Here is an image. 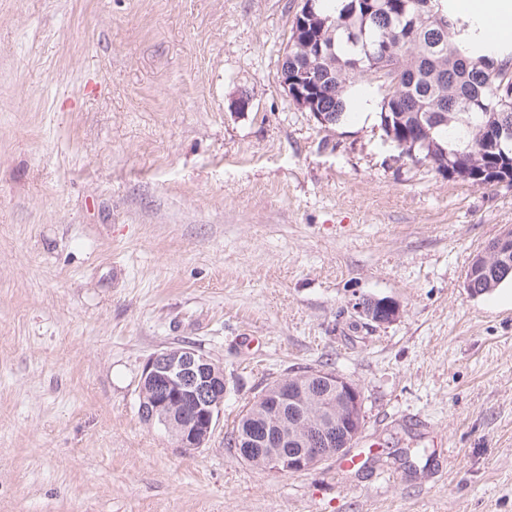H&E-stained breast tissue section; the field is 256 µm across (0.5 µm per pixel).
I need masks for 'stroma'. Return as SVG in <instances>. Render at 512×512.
<instances>
[{"label": "stroma", "instance_id": "stroma-1", "mask_svg": "<svg viewBox=\"0 0 512 512\" xmlns=\"http://www.w3.org/2000/svg\"><path fill=\"white\" fill-rule=\"evenodd\" d=\"M302 5L0 0V512H512V284L466 287L512 187L400 160L368 79L367 118L296 105ZM384 297L391 323L351 308ZM183 345L228 385L196 449L138 412ZM308 369L359 388L358 466L237 457Z\"/></svg>", "mask_w": 512, "mask_h": 512}]
</instances>
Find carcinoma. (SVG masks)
<instances>
[{"label": "carcinoma", "instance_id": "1", "mask_svg": "<svg viewBox=\"0 0 512 512\" xmlns=\"http://www.w3.org/2000/svg\"><path fill=\"white\" fill-rule=\"evenodd\" d=\"M298 42L283 67L304 72L315 109L342 121L353 108L349 87L366 77L384 88L381 128L399 157L427 163L440 175L448 165L476 161L471 183L512 185V139L495 147L487 129L512 130V43H486L478 22L455 0H310ZM399 45L395 53L385 46ZM512 279L493 271L474 279L477 294ZM304 400L319 417L336 415L328 387L311 386ZM265 405L241 413L233 432L249 441Z\"/></svg>", "mask_w": 512, "mask_h": 512}]
</instances>
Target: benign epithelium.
I'll return each instance as SVG.
<instances>
[{"label": "benign epithelium", "mask_w": 512, "mask_h": 512, "mask_svg": "<svg viewBox=\"0 0 512 512\" xmlns=\"http://www.w3.org/2000/svg\"><path fill=\"white\" fill-rule=\"evenodd\" d=\"M281 83L300 107L311 106L299 75L280 73ZM512 253V230L496 237L479 256V269L494 265L497 270L512 268L507 262ZM354 310L362 317L379 324L391 323L399 315V305L389 298L362 299L354 303ZM310 380L327 382L336 394V417L313 419L303 417L297 433L307 447L300 452L285 455L281 448L290 440L283 421L288 405L298 403V397L288 390L290 381L280 383L276 393L266 392L257 400L266 407V425L258 443L269 449V463L273 470L288 474L307 472L328 457L342 455L344 448L333 440L337 422L346 419V436H358L362 422V399L359 389L345 377L329 371L315 372ZM150 385L156 397L148 407L140 409L145 420L156 421L175 436L183 448H201L211 438L224 413L227 387L224 370L212 358L193 346L164 349L148 358L142 369L140 386Z\"/></svg>", "instance_id": "obj_1"}]
</instances>
